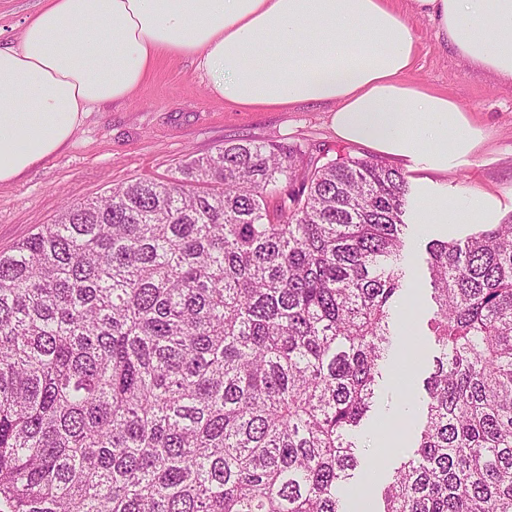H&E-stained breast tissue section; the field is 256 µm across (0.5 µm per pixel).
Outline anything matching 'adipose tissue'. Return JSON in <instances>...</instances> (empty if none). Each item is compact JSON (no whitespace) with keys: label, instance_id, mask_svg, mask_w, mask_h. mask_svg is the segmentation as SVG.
<instances>
[{"label":"adipose tissue","instance_id":"ef3b65f1","mask_svg":"<svg viewBox=\"0 0 512 512\" xmlns=\"http://www.w3.org/2000/svg\"><path fill=\"white\" fill-rule=\"evenodd\" d=\"M470 65L512 83V0H408ZM408 9V10H409ZM406 12V11H405ZM390 0H45L0 46V185L68 146L95 107L129 100L160 55L190 57L212 98L246 110L324 105L335 135L448 173L487 135L409 80L417 43ZM494 198L425 199L421 228L486 219Z\"/></svg>","mask_w":512,"mask_h":512}]
</instances>
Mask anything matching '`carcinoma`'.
I'll return each mask as SVG.
<instances>
[{
	"label": "carcinoma",
	"mask_w": 512,
	"mask_h": 512,
	"mask_svg": "<svg viewBox=\"0 0 512 512\" xmlns=\"http://www.w3.org/2000/svg\"><path fill=\"white\" fill-rule=\"evenodd\" d=\"M179 174L0 253L7 512H344L416 311L406 177L252 140ZM427 254L440 357L381 512H512V220Z\"/></svg>",
	"instance_id": "obj_1"
}]
</instances>
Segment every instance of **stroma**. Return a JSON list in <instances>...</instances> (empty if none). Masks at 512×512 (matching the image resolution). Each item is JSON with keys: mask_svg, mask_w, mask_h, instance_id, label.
<instances>
[{"mask_svg": "<svg viewBox=\"0 0 512 512\" xmlns=\"http://www.w3.org/2000/svg\"><path fill=\"white\" fill-rule=\"evenodd\" d=\"M40 4L0 0V45L16 42ZM409 21L418 43L412 79L459 102L488 134L472 165L447 174L411 169L400 159L336 137L322 105L289 112L240 111L208 97L206 80L192 59H165L132 100L98 107L60 154L0 186V252L12 250L38 226L52 223L64 203L92 200L112 187L142 179L174 177L183 159L215 153L230 139L275 141L324 161L348 153L405 175L411 194L404 217L408 250L403 265L408 277L422 285L420 319L428 321L433 303L426 249L432 236L422 231L416 217L418 197L424 193L448 202L479 188L496 199L490 223L512 217V86L461 61L438 39L428 15L416 13ZM397 364L396 358H389L382 371L376 409L358 440L360 460L372 458L368 436L398 403Z\"/></svg>", "mask_w": 512, "mask_h": 512, "instance_id": "35a3bbf8", "label": "stroma"}]
</instances>
